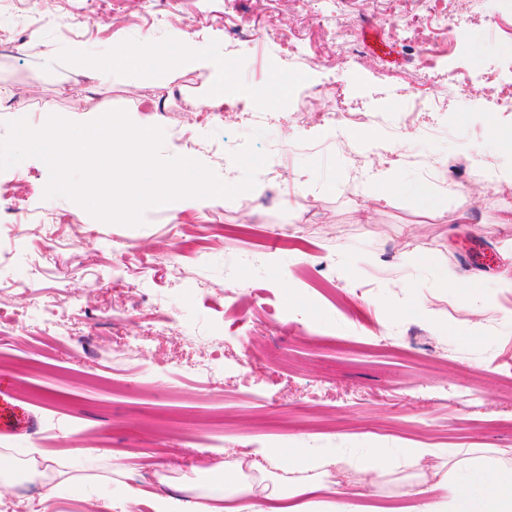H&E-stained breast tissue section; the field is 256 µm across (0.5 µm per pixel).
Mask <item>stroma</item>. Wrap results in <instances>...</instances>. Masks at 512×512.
Wrapping results in <instances>:
<instances>
[{
    "label": "stroma",
    "instance_id": "obj_1",
    "mask_svg": "<svg viewBox=\"0 0 512 512\" xmlns=\"http://www.w3.org/2000/svg\"><path fill=\"white\" fill-rule=\"evenodd\" d=\"M349 22L358 52L339 67L333 49L305 14L285 12L281 0H0V84L13 98L0 101V140L8 122L46 124L56 115L87 124L113 110L144 126L152 101L163 100L161 153L183 156L184 142L218 177L225 152L241 150L249 128L217 117L198 124L190 105L201 94L196 73L144 62L86 77L69 60L80 45L105 61L114 49L142 39L171 45L179 32L196 51L222 55L239 15L252 19L250 57L239 75L250 95L233 101L237 113L272 112L275 122L255 147L291 144L263 193H241L196 210L183 200L148 208L138 225L104 221L67 197L46 198L49 170L28 158L0 171V224L16 228L0 242V308L21 314L18 338L0 342V377L37 419V431L0 438V455L13 464L42 448L68 470L89 476L85 501L63 500V512H86L99 498L120 503L124 490L94 481L111 460H91L87 448H121L147 489L159 481L202 486L224 479L221 462L250 460L251 445L267 441V421L279 422L304 448H343L345 483L367 504L409 505L420 470L396 467L374 484L349 464L371 448L396 456L409 443L492 450L512 460V294L483 317L485 333L467 337V315L444 292L442 272L453 268L494 287L512 271V224L500 223L508 206L487 183L486 168L512 170V112L501 111L490 82H512V0H464L459 30L433 69L419 64L415 31L394 33L391 0H334ZM300 33L318 46L306 66L291 68L288 51L268 29ZM341 72L342 93L328 89ZM294 82L277 104L278 83ZM466 80L464 91L453 88ZM440 96V109L419 115L416 132H367L386 149L352 150V128L328 126L325 114L348 107L368 112L403 107L420 87ZM479 92L481 109H466L465 93ZM421 156L405 162L408 151ZM424 182L434 196L407 193L365 211L371 173ZM305 188H297V181ZM466 197L470 223L455 221ZM254 214L246 234L225 225ZM71 217L70 225L33 245L30 225ZM185 232L171 242L169 227ZM299 226L300 249H283L266 226ZM130 242L129 289L114 290L117 240ZM293 274L283 283L282 270ZM266 290L275 308L305 315V328H282L276 318L253 317L240 333L224 294L232 277ZM70 299L60 314L65 335L48 328L35 310V293ZM163 295L177 322L149 330L136 310L141 296ZM428 306L438 318L408 314ZM210 336L208 345L190 332ZM129 333L144 338L127 349ZM214 357L224 365V391L206 392L202 379H170L172 365L191 368ZM476 399H469L470 389Z\"/></svg>",
    "mask_w": 512,
    "mask_h": 512
}]
</instances>
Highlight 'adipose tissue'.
Returning <instances> with one entry per match:
<instances>
[{"label":"adipose tissue","instance_id":"adipose-tissue-1","mask_svg":"<svg viewBox=\"0 0 512 512\" xmlns=\"http://www.w3.org/2000/svg\"><path fill=\"white\" fill-rule=\"evenodd\" d=\"M143 58H150L171 68L185 67L201 74L204 93L195 108L200 112H219L226 98L235 94L236 83L224 71V59L195 53L188 40L179 48L160 46L143 40L112 53L110 65L119 70ZM261 456L275 464L301 472L303 479L288 488L262 493L258 483L240 479L216 484L202 498H182L168 492H150L142 488L135 472L116 468L121 481L125 506L140 504L150 498L154 512H364L359 494L350 489L330 466L337 455L333 448H264ZM403 459L431 470L430 480L411 490L407 512H512V468L498 455H461L455 448H405ZM448 462L447 470L434 468L436 459ZM55 456L37 450L26 467L43 488L37 503L39 512H56L60 497L55 483Z\"/></svg>","mask_w":512,"mask_h":512}]
</instances>
